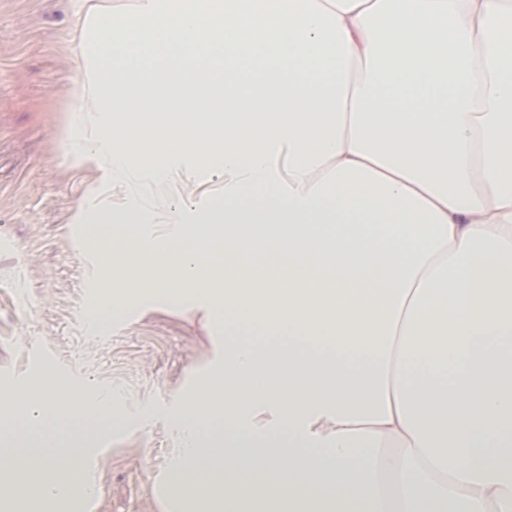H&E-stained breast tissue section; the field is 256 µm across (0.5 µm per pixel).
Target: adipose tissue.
<instances>
[{
	"label": "adipose tissue",
	"instance_id": "ef3b65f1",
	"mask_svg": "<svg viewBox=\"0 0 512 512\" xmlns=\"http://www.w3.org/2000/svg\"><path fill=\"white\" fill-rule=\"evenodd\" d=\"M71 154L224 197L78 203L112 286L224 324L157 512H512V0H73ZM183 196L197 204L209 202L224 197V176L209 178L201 172L183 176L178 184Z\"/></svg>",
	"mask_w": 512,
	"mask_h": 512
}]
</instances>
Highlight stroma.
<instances>
[{
    "mask_svg": "<svg viewBox=\"0 0 512 512\" xmlns=\"http://www.w3.org/2000/svg\"><path fill=\"white\" fill-rule=\"evenodd\" d=\"M71 10L72 0H0V389L52 375L111 391L125 423L96 456L97 512H157L151 479L180 448L164 409L222 359L224 333L202 314L152 301L90 310L88 227L70 221L84 193L66 157V118L79 103ZM175 188L197 204L224 196L223 178L200 172L147 196L161 211Z\"/></svg>",
    "mask_w": 512,
    "mask_h": 512,
    "instance_id": "1",
    "label": "stroma"
}]
</instances>
